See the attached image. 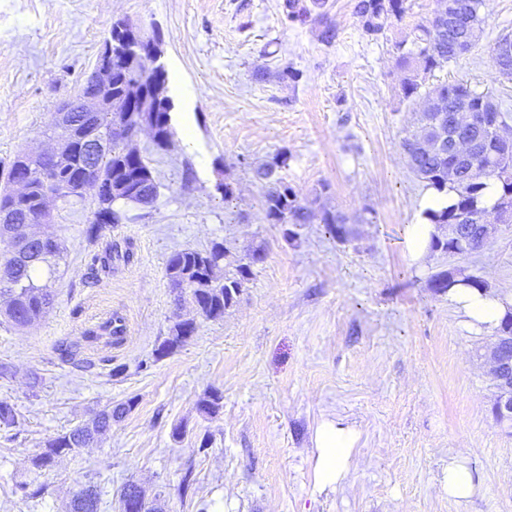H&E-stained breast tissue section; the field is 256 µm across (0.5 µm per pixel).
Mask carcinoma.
<instances>
[{"instance_id":"carcinoma-1","label":"carcinoma","mask_w":512,"mask_h":512,"mask_svg":"<svg viewBox=\"0 0 512 512\" xmlns=\"http://www.w3.org/2000/svg\"><path fill=\"white\" fill-rule=\"evenodd\" d=\"M433 15L418 22L412 31L411 46L396 45L397 69L400 71L402 98L410 103L426 102L421 110L416 130L405 131L401 139L407 167L426 189L438 192L450 190L454 202L443 210L424 211L425 219L435 225L430 251L444 256L459 251L457 258L471 256L480 243L475 227L462 223L461 217L472 209L483 214L497 212L512 203V147L507 148L498 138L486 116L499 114L507 121L501 104H489V94L478 92L464 83L442 82L427 86L428 74L471 50L484 33V0H437ZM408 0H354L353 12L360 19L363 31L370 36L385 33L393 23L408 13ZM285 19L310 25L318 39L327 45L338 36L336 26L328 16L327 0H284ZM166 70L152 75L124 51L112 50V98L121 99L135 89L146 94L154 82L166 81ZM94 88L86 82L77 91L72 111L63 113L45 130L50 138L60 142L57 154H16L0 170V238L12 243L10 255L0 259V297L8 299L0 311L17 326L32 325L45 317L53 307L55 294L51 286L41 284L43 268L54 273L56 262L63 258L61 243L52 233L37 234L31 228L49 223L46 202L50 198L72 204V198L83 197L88 187L87 177L99 182L92 199L98 214L110 224L127 219V207H148L159 195L149 162L129 147L131 136L138 127L153 129V141L162 148L172 135L171 101L164 98L155 111L129 115L125 112H86L81 98L92 95ZM465 110L473 120L464 128L456 127L455 113ZM464 135L473 143L470 154L458 157L451 146L456 136ZM282 155L256 170V178L268 184L263 200L266 219L271 224H288L286 240L297 237V228L305 224H322L327 232L341 242L355 237V230L338 210L313 208L302 202L288 183L276 177V169L287 165ZM485 169L487 173L473 178L470 169ZM498 188V198L492 209L482 204L488 185ZM459 225L469 240V249L462 250L458 240L448 234V226ZM265 249L249 251L247 262L235 265L234 272L220 277L217 271L224 265L226 248L221 242L204 250L187 248L171 254L165 265V276L177 298L190 293L197 313L207 319L224 317L233 306L244 284L251 279L252 266L263 261ZM426 286L445 295L456 286L484 290L483 280L467 272L463 266H453L432 273ZM197 329L193 319H182L170 328V334L159 345L167 355L186 343ZM495 343L501 345L507 357H512V307L495 328ZM223 396L217 391L205 394L198 402L204 414L214 417L222 408ZM135 398L105 408L89 423L59 435L45 443V450L31 459L37 468H49L56 457L78 448H85L96 435L112 427L135 406ZM18 423L13 404L0 401V425L7 428ZM100 499L95 487L89 485L77 492L70 512H99ZM122 512H158L150 505L135 484L125 486L121 494Z\"/></svg>"}]
</instances>
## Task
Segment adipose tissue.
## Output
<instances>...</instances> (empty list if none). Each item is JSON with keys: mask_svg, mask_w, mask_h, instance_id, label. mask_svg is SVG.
Listing matches in <instances>:
<instances>
[{"mask_svg": "<svg viewBox=\"0 0 512 512\" xmlns=\"http://www.w3.org/2000/svg\"><path fill=\"white\" fill-rule=\"evenodd\" d=\"M448 300L463 314L467 324L477 330L495 328L505 312L503 298L472 288H453ZM357 441V432L350 426L333 420L320 424L314 436L316 490L335 487L341 481Z\"/></svg>", "mask_w": 512, "mask_h": 512, "instance_id": "obj_1", "label": "adipose tissue"}]
</instances>
